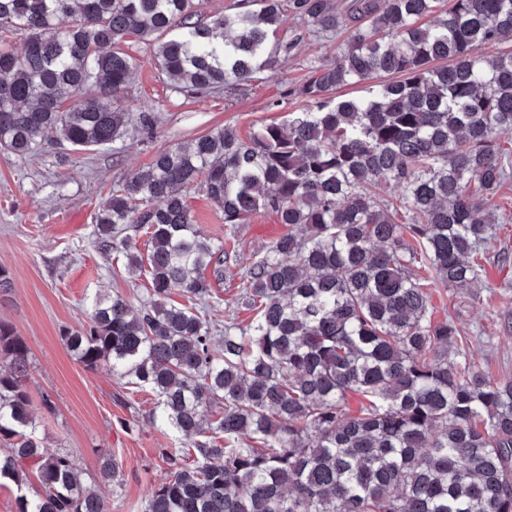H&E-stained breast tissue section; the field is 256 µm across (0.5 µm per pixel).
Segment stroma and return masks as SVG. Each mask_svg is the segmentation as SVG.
Instances as JSON below:
<instances>
[{
    "mask_svg": "<svg viewBox=\"0 0 512 512\" xmlns=\"http://www.w3.org/2000/svg\"><path fill=\"white\" fill-rule=\"evenodd\" d=\"M154 38H130L127 52L135 70L121 96L131 114L151 113V131H129L119 147L109 145L72 151L46 145L28 158L0 151V266L13 287L0 294V321L13 326L30 348L28 392L40 419V434L48 447L71 455L85 482H96L99 457L111 452L121 471L117 484L96 483L110 512H142L155 485L167 474L168 458L183 441L160 426L151 412L154 392L126 384L108 367L90 370L63 345L62 330L78 328L87 319L90 299L121 294L133 307L147 297L144 274L131 272L123 254L104 252L95 243L99 210L114 185L146 168L154 155L168 147L187 145L214 129L233 127L246 138L258 127L280 123L289 113L303 111L304 101L292 90L314 67L336 62L341 37L318 35L291 10L272 37L270 68L253 81L205 95L181 90L160 73ZM183 195L197 224L214 244L224 242V220L202 187ZM504 230L481 260L484 288L449 296L436 288L432 305L438 318L452 319L468 344L477 368L498 381L512 380V179L493 199ZM273 213L262 211L238 225L233 249L240 257L261 254L285 234ZM238 266L225 271L214 285L216 298L207 319L216 335L224 323L252 321L253 312L239 302ZM50 405H43V397Z\"/></svg>",
    "mask_w": 512,
    "mask_h": 512,
    "instance_id": "1",
    "label": "stroma"
}]
</instances>
